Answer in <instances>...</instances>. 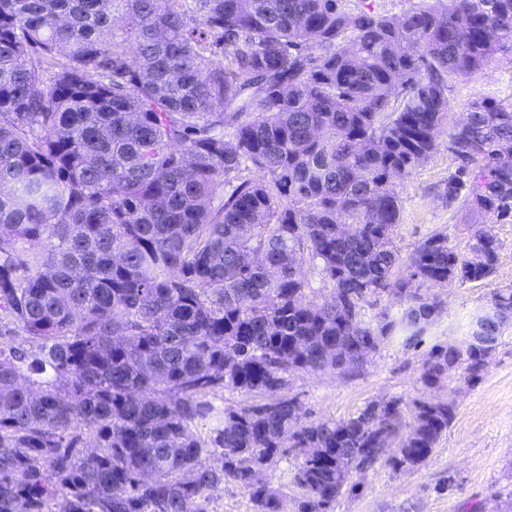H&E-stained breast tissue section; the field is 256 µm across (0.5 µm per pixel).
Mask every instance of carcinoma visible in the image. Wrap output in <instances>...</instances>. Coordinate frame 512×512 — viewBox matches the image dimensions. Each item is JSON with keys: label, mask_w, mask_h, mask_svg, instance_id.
Instances as JSON below:
<instances>
[{"label": "carcinoma", "mask_w": 512, "mask_h": 512, "mask_svg": "<svg viewBox=\"0 0 512 512\" xmlns=\"http://www.w3.org/2000/svg\"><path fill=\"white\" fill-rule=\"evenodd\" d=\"M506 49L512 0L397 18L341 0H0V336L24 338L0 342V512H209L226 480L287 512L263 472L289 432L296 512H328L355 473L423 464L454 401L300 424L286 376L354 375L433 324L412 281L496 272L483 228L465 256L439 231L401 257L394 179L433 154L448 81ZM451 144L448 204L512 222V105L472 107ZM305 266L322 304L303 300ZM383 291L401 315L364 319ZM493 302L483 341L431 346L424 387L480 379L512 287ZM224 390L262 401L204 434Z\"/></svg>", "instance_id": "cac0c4a2"}]
</instances>
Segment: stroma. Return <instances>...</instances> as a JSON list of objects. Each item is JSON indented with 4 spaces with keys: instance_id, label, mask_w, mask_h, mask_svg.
I'll return each instance as SVG.
<instances>
[{
    "instance_id": "35a3bbf8",
    "label": "stroma",
    "mask_w": 512,
    "mask_h": 512,
    "mask_svg": "<svg viewBox=\"0 0 512 512\" xmlns=\"http://www.w3.org/2000/svg\"><path fill=\"white\" fill-rule=\"evenodd\" d=\"M487 102L512 103L510 51L497 52L479 71L450 82L448 120L438 131L436 151L397 179L401 214L395 243L401 255H409L436 231L447 232L449 246L467 253L468 211L448 207L440 191L454 169L449 141L454 124L463 121L472 106ZM488 229L500 243L495 274L483 281L437 288L441 310L424 344L399 337L388 340L353 377L331 371L289 376L287 393L298 399L312 420L342 419L369 402L392 397L407 404L416 399H449L456 405L447 433L423 465L405 472L376 467L367 473L358 494H342L330 512H486V499L494 492L501 504L512 502V323L503 327L478 383H468L458 370L435 389L418 381L430 345L464 341L494 292L512 285V224L492 223Z\"/></svg>"
}]
</instances>
